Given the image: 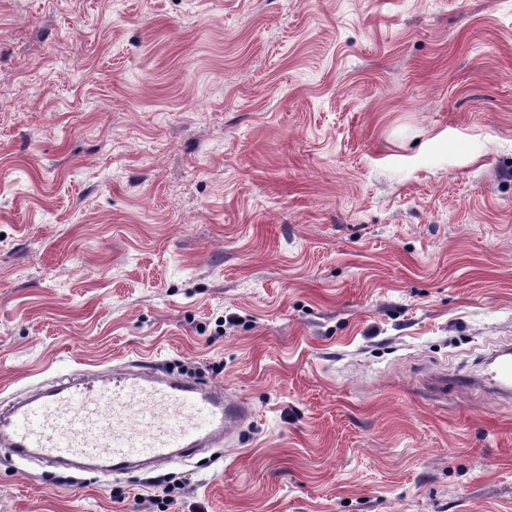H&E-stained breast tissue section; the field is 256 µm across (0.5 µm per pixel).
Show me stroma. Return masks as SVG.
I'll use <instances>...</instances> for the list:
<instances>
[{
  "label": "stroma",
  "instance_id": "1",
  "mask_svg": "<svg viewBox=\"0 0 512 512\" xmlns=\"http://www.w3.org/2000/svg\"><path fill=\"white\" fill-rule=\"evenodd\" d=\"M512 0H0V412L143 364L246 402L0 512H512Z\"/></svg>",
  "mask_w": 512,
  "mask_h": 512
}]
</instances>
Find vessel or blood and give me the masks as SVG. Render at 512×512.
<instances>
[{
    "mask_svg": "<svg viewBox=\"0 0 512 512\" xmlns=\"http://www.w3.org/2000/svg\"><path fill=\"white\" fill-rule=\"evenodd\" d=\"M249 412L194 378L116 371L20 403L0 420V441L22 457L94 462L114 474L229 438Z\"/></svg>",
    "mask_w": 512,
    "mask_h": 512,
    "instance_id": "1",
    "label": "vessel or blood"
}]
</instances>
